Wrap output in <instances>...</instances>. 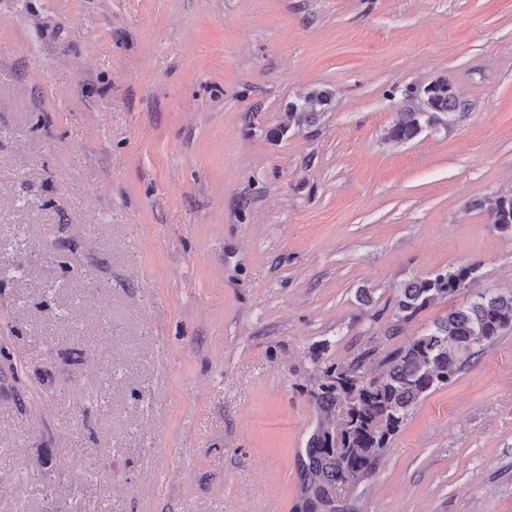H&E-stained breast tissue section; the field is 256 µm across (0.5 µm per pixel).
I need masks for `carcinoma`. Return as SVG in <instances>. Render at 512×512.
<instances>
[{
  "label": "carcinoma",
  "instance_id": "obj_1",
  "mask_svg": "<svg viewBox=\"0 0 512 512\" xmlns=\"http://www.w3.org/2000/svg\"><path fill=\"white\" fill-rule=\"evenodd\" d=\"M405 96L412 105L386 131V138L395 142L409 141L438 123L440 115L452 116L466 108L446 79L409 87ZM329 98L326 90L313 91L303 103L290 105L289 118L307 119L323 111ZM486 211L490 223L512 235V196L488 201ZM477 269L475 263L449 268L396 289L391 334L403 331L424 310L460 294ZM510 329L512 292L480 294L389 351L374 376H358L370 362V350L359 353L347 366L325 368L316 400L326 416L309 444L317 454L310 484L314 497L335 494L368 473L419 402L455 381L476 355ZM339 406L345 407V416L337 420L332 410Z\"/></svg>",
  "mask_w": 512,
  "mask_h": 512
}]
</instances>
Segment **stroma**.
Segmentation results:
<instances>
[{
    "label": "stroma",
    "instance_id": "35a3bbf8",
    "mask_svg": "<svg viewBox=\"0 0 512 512\" xmlns=\"http://www.w3.org/2000/svg\"><path fill=\"white\" fill-rule=\"evenodd\" d=\"M501 195L512 0H0V512H307L322 367L511 291ZM334 506L512 512V330ZM405 91L412 105L400 112L398 119L386 131V138L395 142L412 140L424 128L438 123L441 114H448L449 120L466 108V103L446 79L432 81L423 87H409ZM330 93L327 90H318L308 93L304 97L302 104L292 103L288 112L289 118L295 119L300 122L303 118L308 119L310 116L315 115L316 112L324 110L325 105L329 101ZM487 202L490 223L495 224L504 235H512V196H499ZM476 263L441 270L431 277L409 281L397 288L392 298L394 322L391 334L397 335L404 326L424 310L458 295L476 276Z\"/></svg>",
    "mask_w": 512,
    "mask_h": 512
}]
</instances>
